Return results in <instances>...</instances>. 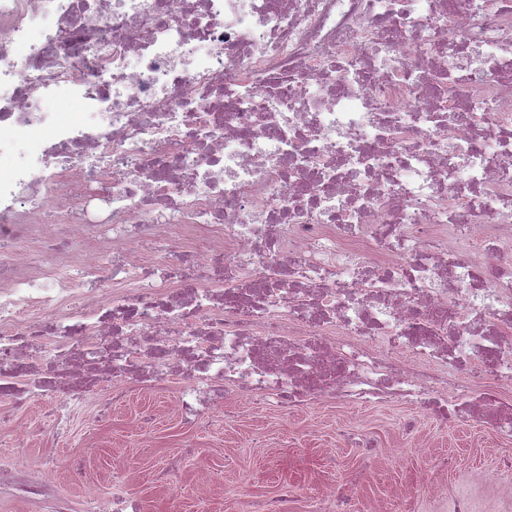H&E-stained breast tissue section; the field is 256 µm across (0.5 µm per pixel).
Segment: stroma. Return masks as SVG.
<instances>
[{
    "label": "stroma",
    "mask_w": 512,
    "mask_h": 512,
    "mask_svg": "<svg viewBox=\"0 0 512 512\" xmlns=\"http://www.w3.org/2000/svg\"><path fill=\"white\" fill-rule=\"evenodd\" d=\"M168 390L131 388L103 427L87 428L83 414L65 423L47 418L44 403L31 399L0 402V453L14 448L11 425L27 421L31 457L56 463L55 481L67 486L81 506L87 482L99 490L137 498L143 512H249L254 499L289 493L293 512H316L325 485L352 488L353 512H448L452 499L468 498L473 512H512V437L473 423L443 424L408 404L351 407L327 401L283 410L267 405L240 413L226 394L218 416L181 421L171 407L182 386ZM361 435L391 449L377 465L351 441ZM80 460L84 475L70 470ZM221 471L223 482L195 493L196 472ZM170 471L169 484L156 480ZM501 472L494 482L490 473ZM418 485L404 497L403 487Z\"/></svg>",
    "instance_id": "35a3bbf8"
}]
</instances>
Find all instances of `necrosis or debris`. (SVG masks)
<instances>
[{"label": "necrosis or debris", "instance_id": "necrosis-or-debris-1", "mask_svg": "<svg viewBox=\"0 0 512 512\" xmlns=\"http://www.w3.org/2000/svg\"><path fill=\"white\" fill-rule=\"evenodd\" d=\"M176 376L512 436V0H0V398Z\"/></svg>", "mask_w": 512, "mask_h": 512}]
</instances>
